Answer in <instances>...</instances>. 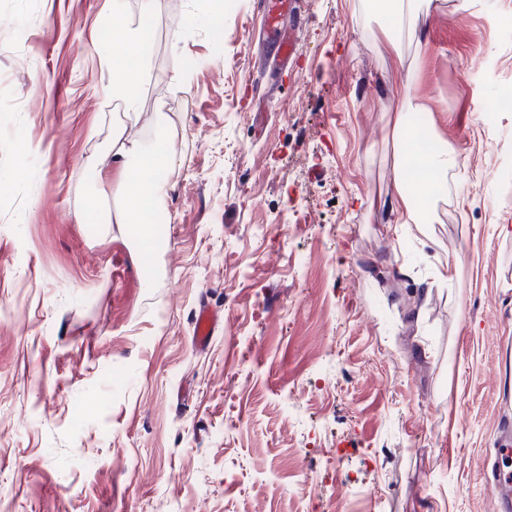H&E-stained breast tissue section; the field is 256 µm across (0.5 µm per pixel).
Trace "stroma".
Returning <instances> with one entry per match:
<instances>
[{"mask_svg": "<svg viewBox=\"0 0 512 512\" xmlns=\"http://www.w3.org/2000/svg\"><path fill=\"white\" fill-rule=\"evenodd\" d=\"M270 77L258 0H0V512H494L512 424V0H434L411 94L448 173L401 223L393 18L298 0ZM151 30L165 122L152 260L89 165L120 119L113 7ZM458 266L448 273L447 263ZM223 322L194 340L201 301Z\"/></svg>", "mask_w": 512, "mask_h": 512, "instance_id": "35a3bbf8", "label": "stroma"}]
</instances>
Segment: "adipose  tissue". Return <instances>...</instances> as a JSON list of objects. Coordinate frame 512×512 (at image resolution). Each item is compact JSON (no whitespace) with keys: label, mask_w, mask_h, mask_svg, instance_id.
<instances>
[{"label":"adipose tissue","mask_w":512,"mask_h":512,"mask_svg":"<svg viewBox=\"0 0 512 512\" xmlns=\"http://www.w3.org/2000/svg\"><path fill=\"white\" fill-rule=\"evenodd\" d=\"M379 11L398 20V28L388 34L385 51L398 64H405L412 47L420 45L419 21L430 8V0H370ZM151 33L145 23L124 21L112 31V41L120 49L119 57L112 61L113 79L109 89L112 99L118 100L127 121H136L140 111L139 71L145 64V48ZM423 104L410 94L409 86H402L394 104L393 131L397 146L392 156L396 174L399 214L402 223L420 221L419 195L429 188L448 181V172L456 164L454 152L427 153L410 150L404 139L409 131L408 117L423 111ZM166 128H159L152 145L126 138L123 132L112 135V159L116 172H108L101 165L91 168L92 180L99 189L100 198L116 194L120 200L119 223L140 224L141 245H148L150 232L146 230L151 215L157 213L165 191V174L173 161Z\"/></svg>","instance_id":"obj_1"}]
</instances>
